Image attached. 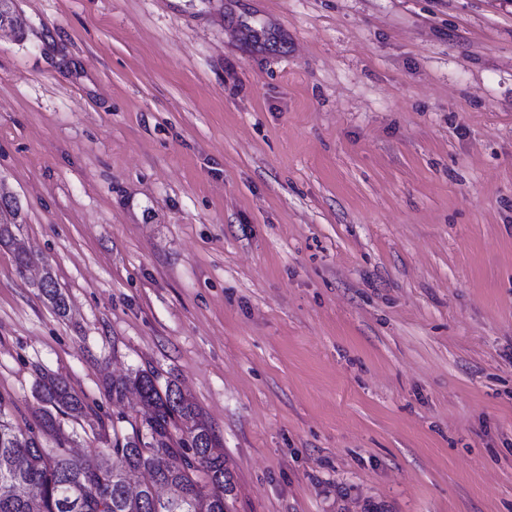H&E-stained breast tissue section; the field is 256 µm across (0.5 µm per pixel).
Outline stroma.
Masks as SVG:
<instances>
[{"mask_svg":"<svg viewBox=\"0 0 512 512\" xmlns=\"http://www.w3.org/2000/svg\"><path fill=\"white\" fill-rule=\"evenodd\" d=\"M15 8L7 420L38 427L52 374L71 454L108 452L145 409L105 382L145 369L233 512H512V0Z\"/></svg>","mask_w":512,"mask_h":512,"instance_id":"obj_1","label":"stroma"}]
</instances>
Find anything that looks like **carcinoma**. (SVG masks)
Instances as JSON below:
<instances>
[{
  "instance_id": "1",
  "label": "carcinoma",
  "mask_w": 512,
  "mask_h": 512,
  "mask_svg": "<svg viewBox=\"0 0 512 512\" xmlns=\"http://www.w3.org/2000/svg\"><path fill=\"white\" fill-rule=\"evenodd\" d=\"M39 290L66 314L52 277ZM131 386L149 411L146 426L115 438L111 452L95 458L70 455L58 437L59 417L83 410L65 379L42 376L36 382L38 433L13 426L0 408V512H231V473L196 404L175 384L159 387L146 370L107 381L106 391L118 400ZM44 434L55 437L54 447L43 443ZM142 471L168 485L170 496L160 498L147 486L131 493Z\"/></svg>"
}]
</instances>
